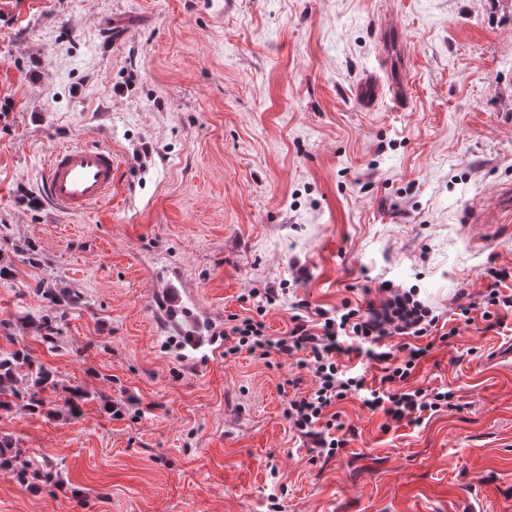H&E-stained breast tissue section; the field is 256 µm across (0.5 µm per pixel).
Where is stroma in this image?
<instances>
[{
    "mask_svg": "<svg viewBox=\"0 0 512 512\" xmlns=\"http://www.w3.org/2000/svg\"><path fill=\"white\" fill-rule=\"evenodd\" d=\"M369 72L411 80L407 107L364 111ZM101 140L111 200L45 205L47 156ZM1 224L48 264L0 281V352L31 349L59 389L0 411L21 457L57 467L1 465L0 512H512L510 313L408 379L456 409L386 431L349 398L357 435L328 461L284 416L311 386L294 360L198 373L173 345L186 317L253 314L255 288L285 290L278 336L301 300L362 305L388 280L446 310L512 268V0H0ZM42 279L80 297L54 351L24 321ZM66 395L62 396L66 414L73 418H79L83 414V404L88 398L87 392L81 386H70L64 389Z\"/></svg>",
    "mask_w": 512,
    "mask_h": 512,
    "instance_id": "obj_1",
    "label": "stroma"
}]
</instances>
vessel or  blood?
<instances>
[{"label":"vessel or blood","instance_id":"1","mask_svg":"<svg viewBox=\"0 0 512 512\" xmlns=\"http://www.w3.org/2000/svg\"><path fill=\"white\" fill-rule=\"evenodd\" d=\"M112 149L105 143L65 145L48 157L38 191L44 202L61 214L83 215L111 200ZM183 359L202 370L222 359L224 332L210 328L207 335L189 333L180 338Z\"/></svg>","mask_w":512,"mask_h":512}]
</instances>
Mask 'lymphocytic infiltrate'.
<instances>
[{"label": "lymphocytic infiltrate", "mask_w": 512, "mask_h": 512, "mask_svg": "<svg viewBox=\"0 0 512 512\" xmlns=\"http://www.w3.org/2000/svg\"><path fill=\"white\" fill-rule=\"evenodd\" d=\"M488 284L474 301L457 305L452 314L465 324L474 317L489 322L501 312H512V293L504 288L512 281V268L488 267ZM382 296L363 306L344 304L338 311L323 308L293 313L284 335H269L262 319L267 306L276 303L278 289L266 288L257 295L254 315L225 327L234 341L231 354L248 353L261 361L272 355L294 359L298 368L312 376L308 392L289 397L284 415L290 429L307 438L313 451L331 458L347 448L356 430L339 420L337 405L359 397L364 407L382 414L385 429L401 423L417 424L425 416L453 408L452 390L406 389L402 383L430 351L423 338L432 336L442 314L420 299L414 289L382 283ZM357 341L356 351L384 366L377 388L367 386L364 374L341 369L337 360L344 353L345 340Z\"/></svg>", "instance_id": "1"}]
</instances>
